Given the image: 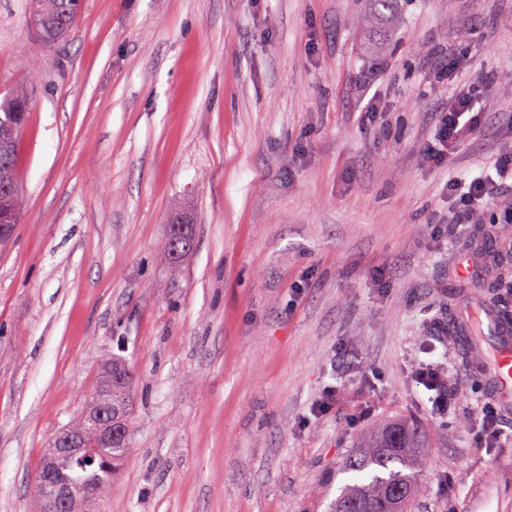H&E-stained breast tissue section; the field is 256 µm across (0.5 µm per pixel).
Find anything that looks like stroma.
<instances>
[{"mask_svg": "<svg viewBox=\"0 0 512 512\" xmlns=\"http://www.w3.org/2000/svg\"><path fill=\"white\" fill-rule=\"evenodd\" d=\"M29 11L0 0V94H32L0 247V512H27L113 355L130 453L93 512H326L357 436L398 416L429 442L410 512H512V405L452 331L477 311L454 284L512 252V180L467 224L447 192L512 154V0H84L52 44ZM459 89L481 126L429 161ZM484 409L502 436L480 448ZM417 380L431 391H440L435 397V403L439 411L450 409L452 402L450 397H448V389L446 390L445 383L434 369L420 368L417 373Z\"/></svg>", "mask_w": 512, "mask_h": 512, "instance_id": "1", "label": "stroma"}]
</instances>
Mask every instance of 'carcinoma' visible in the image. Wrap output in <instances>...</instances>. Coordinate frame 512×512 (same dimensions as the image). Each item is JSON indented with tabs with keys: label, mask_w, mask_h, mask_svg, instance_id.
Segmentation results:
<instances>
[{
	"label": "carcinoma",
	"mask_w": 512,
	"mask_h": 512,
	"mask_svg": "<svg viewBox=\"0 0 512 512\" xmlns=\"http://www.w3.org/2000/svg\"><path fill=\"white\" fill-rule=\"evenodd\" d=\"M46 23L64 34L74 24L83 0H34ZM29 93L24 87L0 98V136L19 137L28 122ZM12 186V193L0 194V246L15 231L23 206L16 179V163H0V185ZM112 370L122 377L129 401H134L132 373L127 364L114 358L100 372ZM359 451L345 459L343 472L352 474L340 489L330 512H408L409 504L420 494L429 461L422 427L403 418L390 420L358 438ZM130 452L129 436H124L108 451L109 465H96L86 459L58 457L53 460L55 474L73 484L96 490L98 496L112 487V475Z\"/></svg>",
	"instance_id": "1"
}]
</instances>
